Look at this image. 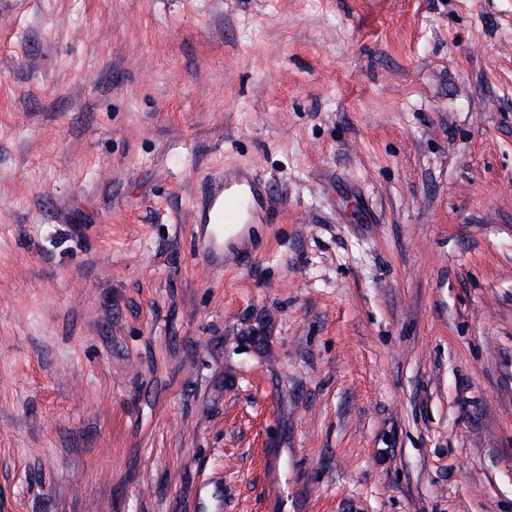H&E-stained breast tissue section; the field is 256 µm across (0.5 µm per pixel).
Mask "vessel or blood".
Instances as JSON below:
<instances>
[{
  "mask_svg": "<svg viewBox=\"0 0 512 512\" xmlns=\"http://www.w3.org/2000/svg\"><path fill=\"white\" fill-rule=\"evenodd\" d=\"M270 188L247 170L211 179L192 229L194 254L211 273L250 266L259 256L252 241L257 225L268 223Z\"/></svg>",
  "mask_w": 512,
  "mask_h": 512,
  "instance_id": "vessel-or-blood-1",
  "label": "vessel or blood"
}]
</instances>
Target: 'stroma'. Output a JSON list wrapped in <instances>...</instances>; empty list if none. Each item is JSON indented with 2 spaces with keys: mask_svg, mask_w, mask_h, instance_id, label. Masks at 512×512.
<instances>
[{
  "mask_svg": "<svg viewBox=\"0 0 512 512\" xmlns=\"http://www.w3.org/2000/svg\"><path fill=\"white\" fill-rule=\"evenodd\" d=\"M0 512H512V0H0ZM268 182L247 170L224 171L211 178L193 224L194 255L210 273L250 266L259 256L253 247L256 224L269 221Z\"/></svg>",
  "mask_w": 512,
  "mask_h": 512,
  "instance_id": "obj_1",
  "label": "stroma"
}]
</instances>
